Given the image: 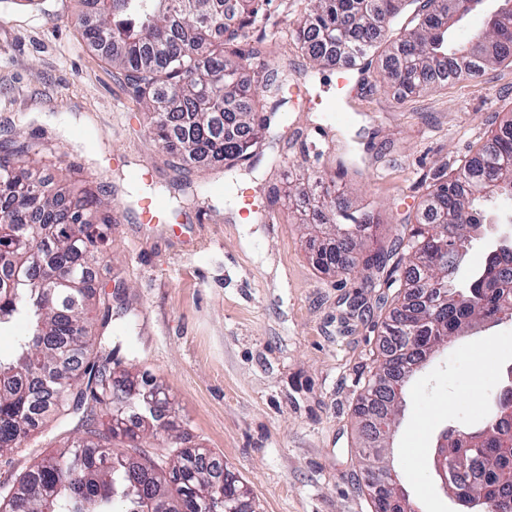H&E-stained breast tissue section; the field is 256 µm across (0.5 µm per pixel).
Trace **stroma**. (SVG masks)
Instances as JSON below:
<instances>
[{
  "mask_svg": "<svg viewBox=\"0 0 512 512\" xmlns=\"http://www.w3.org/2000/svg\"><path fill=\"white\" fill-rule=\"evenodd\" d=\"M306 5L270 0L267 20L239 42L246 83L275 71L292 92L252 174L233 176L210 160L180 169L105 53L83 39L90 0H51L46 13L0 0V142L36 145L61 207L84 189L110 205L112 258L88 280L106 299L90 314L92 332L111 331L127 366L163 383L181 433L114 448L206 449L249 487L253 512H374L356 411L398 290L382 272L317 265L329 205L367 213L365 248L391 251L438 174L452 175L512 118V63L404 98L379 73L383 46L362 85L341 84L334 65L311 66L294 36ZM338 102L348 110L343 124L327 112ZM245 194L255 207L241 214ZM149 198L169 210L189 201L188 216L144 223ZM398 259L391 251L388 267ZM476 349L505 374L512 322L448 343L406 388L390 460L419 512H454L431 454L447 426L480 424L491 408L497 385L471 366ZM77 434L62 426L1 455L0 484Z\"/></svg>",
  "mask_w": 512,
  "mask_h": 512,
  "instance_id": "obj_1",
  "label": "stroma"
}]
</instances>
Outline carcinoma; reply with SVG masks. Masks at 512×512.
Listing matches in <instances>:
<instances>
[{
    "label": "carcinoma",
    "mask_w": 512,
    "mask_h": 512,
    "mask_svg": "<svg viewBox=\"0 0 512 512\" xmlns=\"http://www.w3.org/2000/svg\"><path fill=\"white\" fill-rule=\"evenodd\" d=\"M228 0H97L99 18L82 31L91 47L111 46L107 59L132 89L139 104L153 115L152 134L187 166L210 156L227 169L255 171L263 153L257 150L268 118L249 102L250 87L241 79L237 44L259 21L260 0H245L248 8L233 24L224 23ZM411 5V19L394 41L385 77L400 79L415 94L448 73L458 60L475 71L512 57V17L489 16L486 29L464 44L449 38L460 21L451 0H308L296 38L318 63L333 49L344 56H367L387 38L397 16ZM290 86L272 74L262 85L271 111L287 103ZM241 129L224 132L226 122ZM0 200L16 210L34 208L54 214L58 198L38 171L25 164L28 144L1 143ZM496 195L512 203V122L500 127L490 143L465 162L454 176L439 183L424 201L418 224L411 228L399 263L407 276L401 301L384 323V356L370 381L359 414L365 415L362 442L370 470H381L374 452L383 429L394 422L397 394H405L411 369L427 354L482 324L512 321V305L491 287L509 256L491 246L484 262L469 277H461L466 242L486 221L485 202ZM73 205L107 226L112 216L89 189ZM363 217L340 206L327 234L334 246L319 253L325 268L340 264L341 246L357 249V264L365 270L385 268L390 254L365 250L353 240ZM455 226V238L446 226ZM63 244L47 249L42 231L13 217L0 222V259L9 266L0 276V327L23 320L27 333L7 356L0 354V453L18 448L47 430L49 419L62 424L78 418L82 436L71 446L35 462L12 485H0V512H150L155 503L176 499L168 512H206L207 499L224 469L217 459L203 462V452L181 449L163 466L117 453L110 441H132L139 433L161 437L176 430L174 421L160 423L168 399L163 384H145L112 346L110 336H92L87 319L94 294L85 285L41 288L19 282L15 269H26L32 252L41 253L52 268L67 265L89 275L102 255L101 237L92 240L87 223L69 231L57 227ZM444 306L439 319L427 320L434 303ZM414 337L416 357L405 359L400 346ZM495 412L512 407V381L494 394ZM503 421L491 417L467 431L482 464H488L508 442L501 436ZM490 507L512 512V484L486 493Z\"/></svg>",
    "instance_id": "carcinoma-1"
}]
</instances>
